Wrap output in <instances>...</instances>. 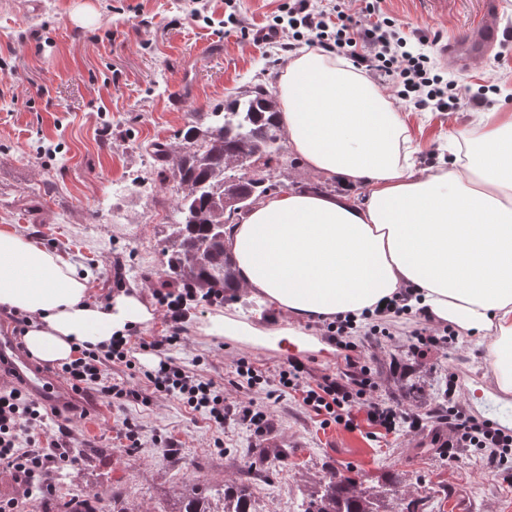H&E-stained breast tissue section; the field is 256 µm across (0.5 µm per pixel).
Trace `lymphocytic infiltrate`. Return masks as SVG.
<instances>
[{
    "label": "lymphocytic infiltrate",
    "instance_id": "lymphocytic-infiltrate-1",
    "mask_svg": "<svg viewBox=\"0 0 512 512\" xmlns=\"http://www.w3.org/2000/svg\"><path fill=\"white\" fill-rule=\"evenodd\" d=\"M267 28L270 43L283 52L292 50L299 41L308 40L323 52L355 57L399 101L419 112L456 111L465 102L483 100L488 92L484 86L473 92L447 79L435 66L430 52L411 49L393 19L354 18L346 12L345 0H295L287 16H272ZM409 298V293H401L385 308L364 313L359 320L351 315L337 316L329 325L330 336L337 346L354 352L364 339L390 336L392 319L409 314L415 322L408 334V350L412 355L424 357L431 350L452 344L453 331L432 327L424 310L409 306ZM196 299V289L189 287L158 297L168 330L165 335L139 342L140 347L162 356L157 370L146 376L150 393L205 414L219 427L227 420L236 419L263 430L268 408L253 399L251 393L261 385L270 384L278 392L300 394L303 406L327 424L335 422L354 428L363 421L379 435L394 433L403 425L412 432L422 428L419 415L397 412L380 400L379 385L371 368L353 359L348 362L349 372L340 378L330 374L312 377L307 365L295 357L289 358L287 366L270 378L259 372L247 357H240L230 384L235 390L248 392L250 398L243 405L227 403L211 379L191 371L172 354L173 348L183 340L184 324ZM131 345L130 338L121 337L102 349L80 350L78 357L63 363L56 374L70 382L76 392L95 393L118 408L145 401L150 393H142L128 380L111 374L112 366L131 367ZM445 396L448 409L439 421L446 424L448 438L440 444L439 455L454 461L459 449H475L491 473L511 482L512 435L501 432L489 421L467 414L459 403L456 384H449ZM55 416V411L18 388L0 391V468L13 472L23 483V500H37L52 493L55 476L77 461L62 442L70 434L66 425L58 427L60 439L46 437L48 425Z\"/></svg>",
    "mask_w": 512,
    "mask_h": 512
}]
</instances>
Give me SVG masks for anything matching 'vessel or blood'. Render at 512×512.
<instances>
[{"label": "vessel or blood", "mask_w": 512, "mask_h": 512, "mask_svg": "<svg viewBox=\"0 0 512 512\" xmlns=\"http://www.w3.org/2000/svg\"><path fill=\"white\" fill-rule=\"evenodd\" d=\"M501 0H481L478 22L466 35L448 40L441 46L449 63L459 64L488 56L500 45L505 34L498 22ZM8 381L30 398L62 414H70L78 395L72 386L53 373L34 365L16 345L10 328L0 329V382ZM82 404V403H79ZM85 412H93L95 403L82 404Z\"/></svg>", "instance_id": "obj_1"}]
</instances>
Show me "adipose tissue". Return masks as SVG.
I'll return each instance as SVG.
<instances>
[{
	"mask_svg": "<svg viewBox=\"0 0 512 512\" xmlns=\"http://www.w3.org/2000/svg\"><path fill=\"white\" fill-rule=\"evenodd\" d=\"M277 92L293 152L365 193L291 191L229 225L237 284L273 316L257 325L215 314L200 332L317 350L306 322L357 316L408 289L433 322L486 339L495 389L512 397V113H478L447 166L422 170L401 113L346 58L307 51ZM89 282L56 252L0 229V306L26 316L31 357L68 362L76 348L152 321L139 290L98 303Z\"/></svg>",
	"mask_w": 512,
	"mask_h": 512,
	"instance_id": "adipose-tissue-1",
	"label": "adipose tissue"
}]
</instances>
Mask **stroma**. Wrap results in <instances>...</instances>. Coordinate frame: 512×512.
Instances as JSON below:
<instances>
[{
  "label": "stroma",
  "instance_id": "obj_1",
  "mask_svg": "<svg viewBox=\"0 0 512 512\" xmlns=\"http://www.w3.org/2000/svg\"><path fill=\"white\" fill-rule=\"evenodd\" d=\"M96 11L92 24L74 19L80 4ZM36 13L22 0H0V226L8 225L55 250L78 269L90 270V297L103 301L122 274L123 290L139 288L154 319L134 336H160L166 329L155 294L168 278L163 239L178 185L159 176L144 179L145 149L166 143L180 152L183 132L201 112H220L228 95L254 84L276 89L288 54L261 40L270 16L289 0H235L238 28L225 21L224 0H42ZM479 0H352V14L365 7L391 17L406 34L438 41L463 34L477 20ZM449 75L472 88L498 85L484 106L468 104L454 117L396 109L421 144L423 166L448 154V127L467 129L476 109H512V39L488 57L452 66ZM282 179L337 195L340 179L309 169L283 146ZM121 272H114V265ZM224 313L251 321L268 309L244 289H228L223 302L199 303L185 323V338L172 354L223 387L228 401L242 393L226 380L239 357L267 373L278 371L287 352L240 337H211L197 327ZM404 324L393 337L366 343L363 354L379 382L381 400L419 414V431L400 429L375 437L366 429L322 424L292 395L272 402L271 430L246 424L212 425L179 402L152 397L117 408L98 400V411L74 419L69 445L94 454L63 471L54 498L26 503L27 512H57L70 498L99 496L120 512H174L192 481L224 484L248 480L257 512H297L319 477L346 471L362 487L401 475L434 512H512V484L488 474L476 452L459 449L450 462L434 451L442 393L456 380L467 413L512 434V399L491 396L492 375L484 343L456 338L448 349L414 358ZM138 422L141 446L127 454L117 436L124 419ZM178 442L164 454L163 438Z\"/></svg>",
  "mask_w": 512,
  "mask_h": 512
}]
</instances>
